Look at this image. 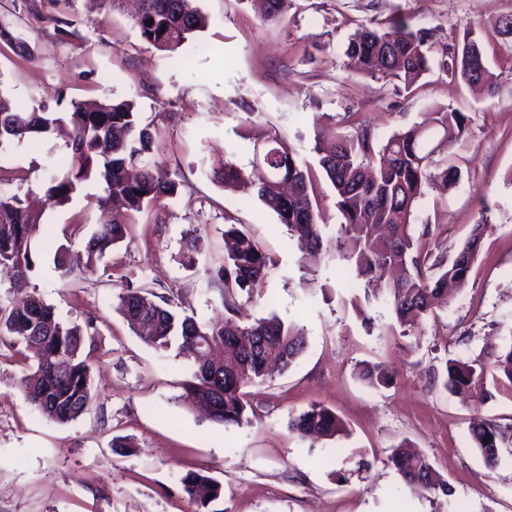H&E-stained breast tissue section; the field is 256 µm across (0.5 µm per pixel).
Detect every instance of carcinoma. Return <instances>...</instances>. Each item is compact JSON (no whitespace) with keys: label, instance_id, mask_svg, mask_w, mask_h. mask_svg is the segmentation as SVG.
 <instances>
[{"label":"carcinoma","instance_id":"carcinoma-1","mask_svg":"<svg viewBox=\"0 0 512 512\" xmlns=\"http://www.w3.org/2000/svg\"><path fill=\"white\" fill-rule=\"evenodd\" d=\"M205 25L198 0H141L135 17L141 38L169 53L177 52ZM346 54L357 60L361 73L399 80L407 87L435 66L466 84L483 86L491 96L498 93L502 79L488 67L474 32L464 35L460 53H452L448 46L433 48L429 32L414 28L401 16H392L378 27L359 26L349 37ZM346 121L353 133L315 146L321 175L334 190L340 218L334 226L321 215L311 167L275 129L268 134L265 170L253 168L247 173L226 160L214 176L226 187L256 196L273 211L296 238L301 262L321 257L343 267L363 280L374 297L384 296L403 334L415 333L435 316L434 300L448 284L469 276L488 229L486 224L475 225L452 260L439 256L431 264L423 235L415 230L417 208L433 179H439L445 191L460 181L450 149L467 132V117L439 109L428 122L396 132L379 146L361 113H346ZM63 129L71 150L70 166L50 177L45 193L63 204L92 170L100 171L105 187L93 203L112 214V220L85 242V271L93 273L105 254L126 237L127 225L137 223L162 199L176 195L178 184L150 162L156 134L141 125L134 101L72 102L50 112L44 106L13 109L0 94V151L27 137ZM283 181L290 185L286 193L279 188ZM39 232V218L23 206L19 195L0 192V268L11 272L12 292L26 294L21 303L0 298V342L21 345L33 354L23 398L48 420L65 424L84 415L94 402L91 369L98 326L93 317L82 326L66 322L37 293L27 292L38 261L34 241ZM224 237L230 241L224 263L208 269V274L231 317L200 324L179 314L173 298L158 296L129 279L115 294V310L147 346L174 349L193 358L194 372L182 383L179 396L183 404L204 405L212 421L239 426L248 421L246 389L266 381L272 361L289 369L306 348V336L298 325L275 314L256 318L246 303L236 301L240 296L251 300L263 288L271 260L252 236L234 224ZM359 375L373 387L394 381L393 373L369 365ZM441 380L446 391L464 398L490 399L493 391L512 388V341L491 344L474 358L445 360ZM288 430L302 437H334L346 432V426L335 411L312 404L289 417ZM500 438L501 428L493 421L471 427L473 448L490 471L498 464ZM390 462L412 484L446 489L423 454L400 445ZM181 483L195 512H220L210 506L221 499L223 487L209 469L189 471Z\"/></svg>","mask_w":512,"mask_h":512}]
</instances>
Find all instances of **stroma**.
I'll use <instances>...</instances> for the list:
<instances>
[{
  "label": "stroma",
  "instance_id": "1",
  "mask_svg": "<svg viewBox=\"0 0 512 512\" xmlns=\"http://www.w3.org/2000/svg\"><path fill=\"white\" fill-rule=\"evenodd\" d=\"M208 19L177 54L143 41L130 13H87L73 0L61 25L48 22L49 0H0V86L14 106L29 108L61 94L65 101L133 100L162 143L152 160L178 183L176 196L138 223L106 253L95 273L62 281L56 248L77 260L81 240L103 221L90 206L98 175L57 205L43 185L65 170L71 152L48 136L0 153V187L42 214L52 241L31 287L63 320L96 316V399L67 424L47 421L23 399L21 366L0 342V512H193L181 477L209 468L224 487L222 512H512V391L486 401L461 400L434 380L444 360L478 354L512 336V82L497 96L432 71L410 89L346 68L357 25L398 13L431 31L436 44L461 43L475 31L497 73L512 75V42L495 26L512 0H284L280 22L263 21L257 0H199ZM254 117H246V108ZM441 107L464 113L466 135L452 152L461 179L445 195L430 192L416 222L434 254L452 257L473 224L487 222L482 251L467 282L454 290L421 335L391 327L383 299L368 296L333 264H302L295 238L257 198L224 189L213 174L228 158L250 168L253 133L276 128L306 163L315 139L344 131L362 113L378 140L422 122ZM252 235L273 265L248 309L276 313L305 329L307 346L288 371L251 387L249 423L223 426L179 401L193 362L143 344L113 308L120 280L177 297L198 322L227 314L205 270L224 260V227ZM199 251L188 255L190 233ZM367 361L394 371L391 386L356 375ZM319 403L348 425L341 438L291 434V414ZM490 419L506 435L499 464L487 471L471 446L474 420ZM130 439L120 454L116 439ZM426 454L447 492L412 487L389 458L401 441ZM369 472L337 483L336 470Z\"/></svg>",
  "mask_w": 512,
  "mask_h": 512
}]
</instances>
